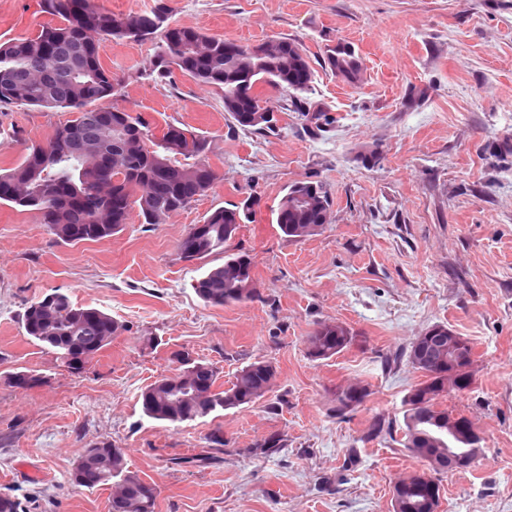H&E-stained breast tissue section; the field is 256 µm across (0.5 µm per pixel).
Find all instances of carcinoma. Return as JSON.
Segmentation results:
<instances>
[{
    "label": "carcinoma",
    "instance_id": "cac0c4a2",
    "mask_svg": "<svg viewBox=\"0 0 512 512\" xmlns=\"http://www.w3.org/2000/svg\"><path fill=\"white\" fill-rule=\"evenodd\" d=\"M42 12L50 15L48 23L31 36L0 41V110L21 104L44 110L64 109L73 118L58 126L41 143L25 148L15 165L0 169V200L23 211L41 215L57 240L72 244L74 239L101 241L120 232L132 209H137L142 223L156 225L177 211L189 208L192 185L189 178L210 150V142L197 135L192 163L176 160V151L166 144V137L152 138L150 122L141 114L108 103L121 94L123 80L102 67L96 50L116 40L150 41L157 51L151 61L155 80L166 82L177 69L198 83L217 89L224 111L242 130L263 132L273 128V106L261 124L245 121L232 104L235 86L249 77V85L263 84L279 93L301 94L312 90L315 69L307 50L294 39L275 37L252 47L240 60L224 57V38L194 29L183 32V40L171 45L164 38L169 23V6L159 0L151 14L115 16L99 11L93 0H85L93 21L83 24L69 9V0H40ZM324 65L343 81L356 85L363 72L361 58L346 42L326 48ZM122 115L123 129H107L98 113ZM303 194L325 203L321 210L295 209L291 221H281V214L293 207V196ZM256 200L248 197L230 207H220L203 220L209 231L196 237L193 259L224 255V263L208 268L194 280L192 288L206 304L222 306L244 302L258 295L247 286L252 279L251 265L242 252H235L232 242L240 225L251 222ZM330 196L321 183L302 182L285 189L276 213L281 233L293 240L296 225L315 224L320 214L328 213ZM28 337L58 354L72 350L76 356L65 361L72 370L84 368L112 342L125 326L112 315L74 303L54 290L32 302L21 317ZM354 336L343 324L322 323L307 338V354L316 360L329 359L350 346ZM448 347V327L437 324L418 337L403 351L416 370L418 359H438ZM182 370L161 376L142 393V411L149 418L177 425L210 416L219 410L250 405L270 391L274 378L271 363L264 362L266 375L253 371L255 363L242 367L231 385L217 386L218 372L211 369L208 388L177 401L164 415L158 401L174 398L193 380L192 369L198 363L188 353L177 356ZM438 382L416 385V402L408 403L403 415L404 447L421 458L419 449L427 444L438 448L434 474L451 473L457 462L448 456V430L434 421L436 403L428 397ZM361 401L343 387L336 388V416L354 410ZM86 469L101 473L99 485L112 486L111 512H155L156 488L128 468L125 451L109 442L95 443L81 450L72 473V482Z\"/></svg>",
    "mask_w": 512,
    "mask_h": 512
}]
</instances>
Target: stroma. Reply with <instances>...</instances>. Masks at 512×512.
<instances>
[{
  "mask_svg": "<svg viewBox=\"0 0 512 512\" xmlns=\"http://www.w3.org/2000/svg\"><path fill=\"white\" fill-rule=\"evenodd\" d=\"M170 21L246 44L288 37L316 71L311 103L331 125L278 113L276 133L232 128L220 93L175 73L149 76L154 43L118 40L100 54L125 79L117 104L154 132L204 135L218 178L164 223L130 214L98 242L62 243L39 214L0 203V493L30 512H111L106 487L76 486L82 448H124L157 490L155 512H392V487L424 464L402 447L404 400L422 380L400 353L431 326L467 338L471 386L439 398L482 432L470 468L440 475L438 512H512V0H170ZM39 0H0V40L35 33ZM344 41L364 68L350 85L321 63ZM68 113L0 111V167L44 141ZM330 192L320 234L287 240L274 209L283 189ZM255 194L254 221L233 242L258 297L204 304L192 283L220 256L180 260L177 244L210 211ZM107 311L121 335L78 373L29 339L25 308L51 290ZM354 343L308 356L318 323ZM217 367L221 385L272 362L260 401L173 425L144 415L141 394L174 373L176 353ZM26 375L19 387L14 376ZM367 395L339 419L336 389ZM384 423L373 434L374 423ZM221 435L223 446L211 445ZM277 443L276 451L255 448Z\"/></svg>",
  "mask_w": 512,
  "mask_h": 512,
  "instance_id": "stroma-1",
  "label": "stroma"
}]
</instances>
